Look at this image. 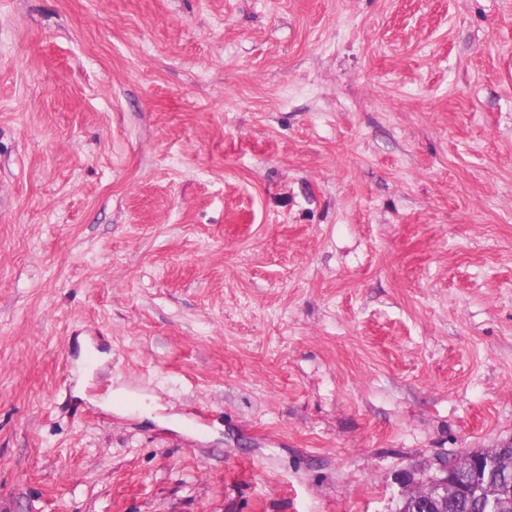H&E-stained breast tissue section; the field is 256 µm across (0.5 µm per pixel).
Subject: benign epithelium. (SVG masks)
<instances>
[{"instance_id":"benign-epithelium-1","label":"benign epithelium","mask_w":512,"mask_h":512,"mask_svg":"<svg viewBox=\"0 0 512 512\" xmlns=\"http://www.w3.org/2000/svg\"><path fill=\"white\" fill-rule=\"evenodd\" d=\"M498 449L482 448L479 450H464L448 457H437L430 462L426 472L406 470L398 478V484L402 488V500L408 501L418 493V483L426 486V494L421 506L424 512H441L448 498L459 490L455 481L457 475L462 472H471L474 481L480 480V470L483 465L496 463Z\"/></svg>"}]
</instances>
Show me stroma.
Wrapping results in <instances>:
<instances>
[{"mask_svg": "<svg viewBox=\"0 0 512 512\" xmlns=\"http://www.w3.org/2000/svg\"><path fill=\"white\" fill-rule=\"evenodd\" d=\"M511 442L512 0H0V512Z\"/></svg>", "mask_w": 512, "mask_h": 512, "instance_id": "obj_1", "label": "stroma"}]
</instances>
